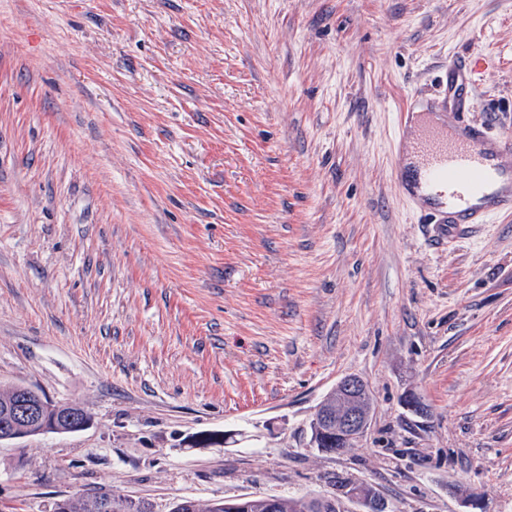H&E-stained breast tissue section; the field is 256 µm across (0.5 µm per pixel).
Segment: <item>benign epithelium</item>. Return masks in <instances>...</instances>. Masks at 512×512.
Instances as JSON below:
<instances>
[{"label": "benign epithelium", "instance_id": "7a95c632", "mask_svg": "<svg viewBox=\"0 0 512 512\" xmlns=\"http://www.w3.org/2000/svg\"><path fill=\"white\" fill-rule=\"evenodd\" d=\"M18 399L0 405V442L47 432H77L90 425L81 412L45 400L34 389L22 385ZM370 397L367 385L358 377L343 378L319 403L311 423L312 447L340 443L352 448L368 432L370 420L365 403ZM358 506V510L348 504ZM315 512H386L385 504L375 488L367 483L346 484L331 498L315 502Z\"/></svg>", "mask_w": 512, "mask_h": 512}]
</instances>
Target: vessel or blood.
I'll return each instance as SVG.
<instances>
[{"instance_id": "b4317fda", "label": "vessel or blood", "mask_w": 512, "mask_h": 512, "mask_svg": "<svg viewBox=\"0 0 512 512\" xmlns=\"http://www.w3.org/2000/svg\"><path fill=\"white\" fill-rule=\"evenodd\" d=\"M478 61L448 66L441 97L413 99L399 114L393 174L399 193L440 237L512 213V131L490 134L464 119Z\"/></svg>"}]
</instances>
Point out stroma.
<instances>
[{"instance_id":"1","label":"stroma","mask_w":512,"mask_h":512,"mask_svg":"<svg viewBox=\"0 0 512 512\" xmlns=\"http://www.w3.org/2000/svg\"><path fill=\"white\" fill-rule=\"evenodd\" d=\"M474 56L470 120L512 128V0H0V384L91 419L0 442V512L340 478L512 512V214L439 243L392 176ZM348 375L367 434L310 447Z\"/></svg>"}]
</instances>
